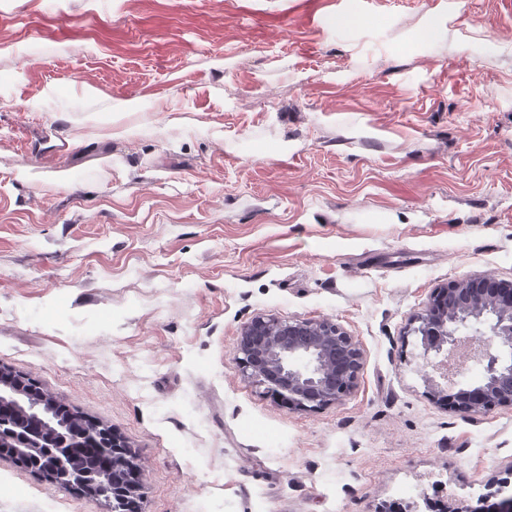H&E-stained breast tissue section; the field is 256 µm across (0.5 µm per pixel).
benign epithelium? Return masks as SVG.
<instances>
[{
  "label": "benign epithelium",
  "mask_w": 512,
  "mask_h": 512,
  "mask_svg": "<svg viewBox=\"0 0 512 512\" xmlns=\"http://www.w3.org/2000/svg\"><path fill=\"white\" fill-rule=\"evenodd\" d=\"M418 321L425 329L428 347L424 354L441 353L450 345L457 348L468 342L476 348L477 361L486 362L485 377L476 385L449 379L451 390L438 386L432 393L448 409L458 413H478L497 406L512 405V397L498 398L501 383L512 380V360L507 362L491 353L497 344L512 350V282L486 275L464 276L434 290ZM489 323V333L475 330L472 323ZM236 363L242 373L265 387L266 392L288 403L291 411H311L334 403L354 387L361 366V353L352 337L330 320L300 321L257 317L241 332ZM29 377L0 367V405L13 399L26 401ZM32 438L18 432L0 411V447L29 448ZM106 467L112 456L122 455L123 465L135 468L126 443L117 435L102 443ZM79 449L60 435L55 448L44 459L32 463L26 457L12 455L20 468L34 472L72 493L101 498L108 512H124V500L112 487L95 485L91 474L75 463ZM493 512H512V479L501 481L489 493Z\"/></svg>",
  "instance_id": "benign-epithelium-1"
}]
</instances>
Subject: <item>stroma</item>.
Instances as JSON below:
<instances>
[{
	"mask_svg": "<svg viewBox=\"0 0 512 512\" xmlns=\"http://www.w3.org/2000/svg\"><path fill=\"white\" fill-rule=\"evenodd\" d=\"M512 281V0H0V367L111 426L141 512H375L512 469L432 395L417 316ZM328 319L355 388L236 364ZM0 512H105L0 457ZM341 347L353 361L348 378ZM236 363L248 379L288 403L289 410L311 411L352 390L361 353L352 337L330 320L257 317L242 329Z\"/></svg>",
	"mask_w": 512,
	"mask_h": 512,
	"instance_id": "stroma-1",
	"label": "stroma"
}]
</instances>
